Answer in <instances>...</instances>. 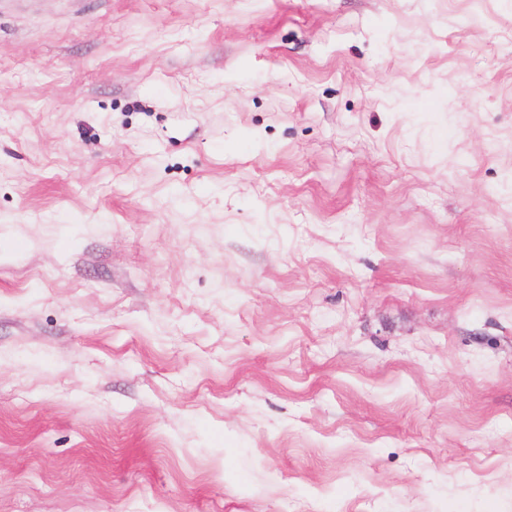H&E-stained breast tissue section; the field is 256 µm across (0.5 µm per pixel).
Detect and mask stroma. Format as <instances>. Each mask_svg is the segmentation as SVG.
Wrapping results in <instances>:
<instances>
[{"label": "stroma", "instance_id": "obj_1", "mask_svg": "<svg viewBox=\"0 0 512 512\" xmlns=\"http://www.w3.org/2000/svg\"><path fill=\"white\" fill-rule=\"evenodd\" d=\"M0 512H512V0H0Z\"/></svg>", "mask_w": 512, "mask_h": 512}]
</instances>
